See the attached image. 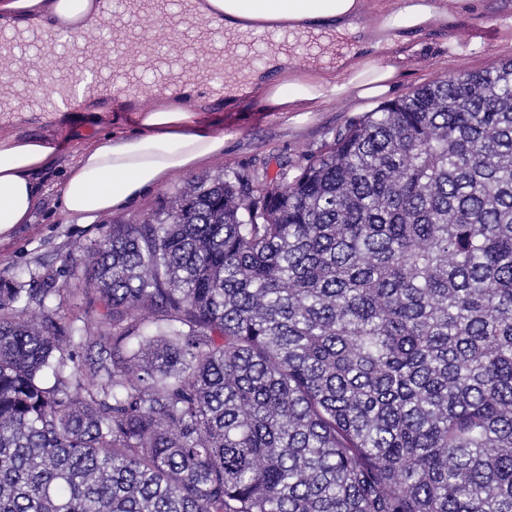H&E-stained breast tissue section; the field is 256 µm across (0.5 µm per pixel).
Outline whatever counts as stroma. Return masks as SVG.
I'll use <instances>...</instances> for the list:
<instances>
[{
  "mask_svg": "<svg viewBox=\"0 0 512 512\" xmlns=\"http://www.w3.org/2000/svg\"><path fill=\"white\" fill-rule=\"evenodd\" d=\"M452 38L459 42L462 54H449ZM402 51L406 73L394 91L398 97L442 73L490 67L512 55V0H481L478 13L462 10L452 19L434 21L424 34H408ZM365 112L358 101L324 104L312 112H228L223 103H207L203 118L224 132L223 152L170 176L126 207L90 224L71 221L61 212L58 188L77 161L72 144L77 141L87 147L102 135L129 132L135 111L95 98L60 117L45 112H0V133L36 134L60 146L51 166L37 176L39 198L29 223L0 236V275L38 273L48 266L57 271L58 284L74 283L83 273L75 244L96 243L109 222L140 221L191 182L226 169L248 175L273 174L284 163L298 170L331 140L336 129ZM94 113L99 122H91Z\"/></svg>",
  "mask_w": 512,
  "mask_h": 512,
  "instance_id": "1",
  "label": "stroma"
}]
</instances>
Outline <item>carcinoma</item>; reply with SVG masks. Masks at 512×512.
<instances>
[{
	"label": "carcinoma",
	"mask_w": 512,
	"mask_h": 512,
	"mask_svg": "<svg viewBox=\"0 0 512 512\" xmlns=\"http://www.w3.org/2000/svg\"><path fill=\"white\" fill-rule=\"evenodd\" d=\"M82 264L0 275V512H512V58Z\"/></svg>",
	"instance_id": "carcinoma-1"
}]
</instances>
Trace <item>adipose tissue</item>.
I'll return each mask as SVG.
<instances>
[{"mask_svg": "<svg viewBox=\"0 0 512 512\" xmlns=\"http://www.w3.org/2000/svg\"><path fill=\"white\" fill-rule=\"evenodd\" d=\"M477 0H396L382 10L375 37L344 47L357 35L364 0H211L228 41L249 39L251 19L288 20L289 43L321 37L327 52L319 60L298 65L292 52L269 49L262 64L228 65L234 82L223 92L202 81L175 80L166 95L139 91L142 105L135 128L121 137L105 136L89 148H78V159L59 185L64 214L88 224L153 189L168 176L192 169L224 149V134L202 125L197 110L203 102L223 96L225 106L245 111L259 100L266 112H310L320 104L347 99L386 97L399 83L405 59L398 50L408 33L426 30L449 16L450 6ZM53 20L83 18L85 29L97 28L109 15L107 0H56ZM58 150L43 137L0 136V234L27 223L38 199L37 173L45 170Z\"/></svg>", "mask_w": 512, "mask_h": 512, "instance_id": "1", "label": "adipose tissue"}]
</instances>
